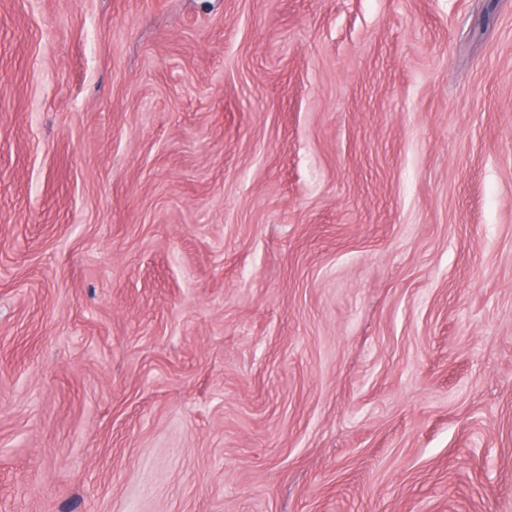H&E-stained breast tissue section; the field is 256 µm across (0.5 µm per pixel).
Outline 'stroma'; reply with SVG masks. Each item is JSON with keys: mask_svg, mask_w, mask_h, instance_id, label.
Wrapping results in <instances>:
<instances>
[{"mask_svg": "<svg viewBox=\"0 0 512 512\" xmlns=\"http://www.w3.org/2000/svg\"><path fill=\"white\" fill-rule=\"evenodd\" d=\"M0 512H512V0H0Z\"/></svg>", "mask_w": 512, "mask_h": 512, "instance_id": "stroma-1", "label": "stroma"}]
</instances>
